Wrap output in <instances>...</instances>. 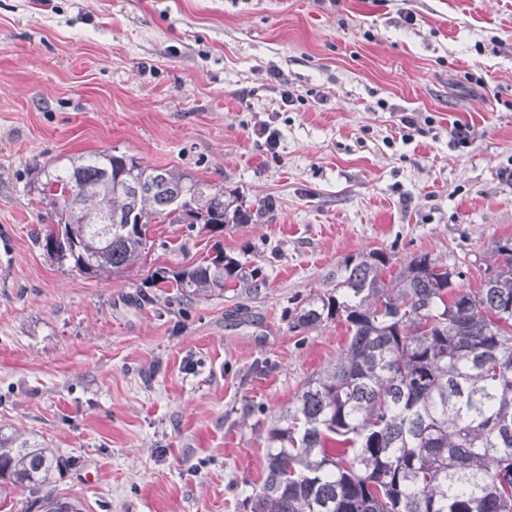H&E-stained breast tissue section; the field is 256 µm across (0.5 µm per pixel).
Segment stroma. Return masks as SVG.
Returning a JSON list of instances; mask_svg holds the SVG:
<instances>
[{
  "instance_id": "stroma-1",
  "label": "stroma",
  "mask_w": 512,
  "mask_h": 512,
  "mask_svg": "<svg viewBox=\"0 0 512 512\" xmlns=\"http://www.w3.org/2000/svg\"><path fill=\"white\" fill-rule=\"evenodd\" d=\"M111 149L273 205L218 234L154 225L134 267L80 274L29 184ZM507 236L512 0H0V432L58 461L0 512H250L274 415L348 339L295 308L373 249L479 288ZM219 249L256 287L151 278Z\"/></svg>"
}]
</instances>
